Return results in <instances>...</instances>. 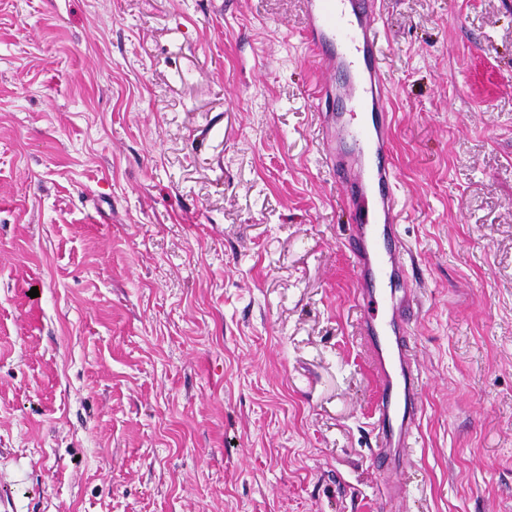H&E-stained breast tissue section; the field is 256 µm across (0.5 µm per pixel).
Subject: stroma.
Returning <instances> with one entry per match:
<instances>
[{"label":"stroma","instance_id":"stroma-1","mask_svg":"<svg viewBox=\"0 0 512 512\" xmlns=\"http://www.w3.org/2000/svg\"><path fill=\"white\" fill-rule=\"evenodd\" d=\"M377 7L424 283L404 512H512V0ZM304 28L300 0H0L8 512H381Z\"/></svg>","mask_w":512,"mask_h":512}]
</instances>
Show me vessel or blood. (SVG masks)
I'll use <instances>...</instances> for the list:
<instances>
[{
    "instance_id": "1",
    "label": "vessel or blood",
    "mask_w": 512,
    "mask_h": 512,
    "mask_svg": "<svg viewBox=\"0 0 512 512\" xmlns=\"http://www.w3.org/2000/svg\"><path fill=\"white\" fill-rule=\"evenodd\" d=\"M304 40L325 73L352 75L348 112H330L335 89L321 83L313 106L323 113L322 161L341 186L350 222L345 245L355 274L358 328L377 386L373 451L386 512L412 490L402 479L419 438L422 367L411 344L421 300L410 250L399 231L402 199L390 153L394 114L377 53L376 0H304Z\"/></svg>"
}]
</instances>
